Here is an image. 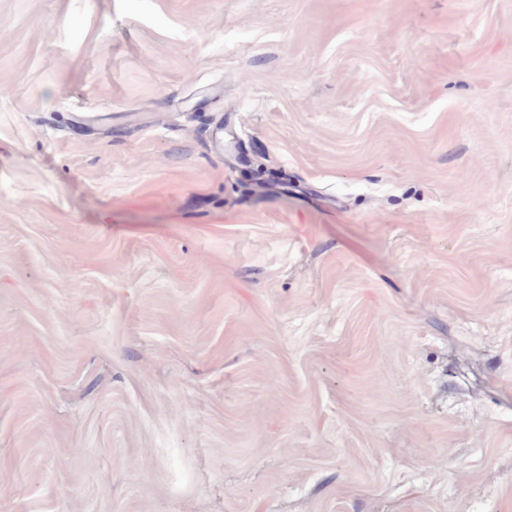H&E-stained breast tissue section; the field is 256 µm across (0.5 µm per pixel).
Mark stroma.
<instances>
[{
  "label": "stroma",
  "mask_w": 512,
  "mask_h": 512,
  "mask_svg": "<svg viewBox=\"0 0 512 512\" xmlns=\"http://www.w3.org/2000/svg\"><path fill=\"white\" fill-rule=\"evenodd\" d=\"M0 512H512V0H0Z\"/></svg>",
  "instance_id": "obj_1"
}]
</instances>
